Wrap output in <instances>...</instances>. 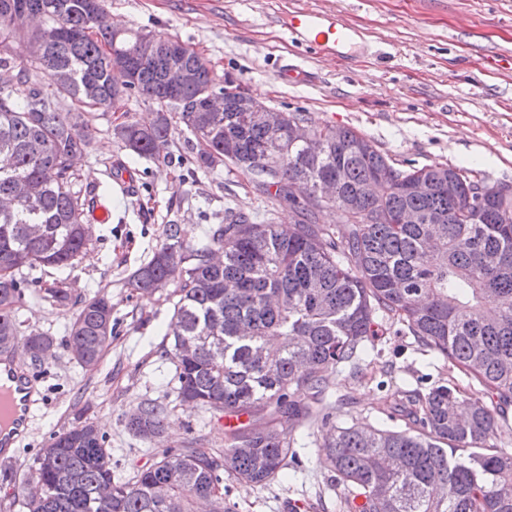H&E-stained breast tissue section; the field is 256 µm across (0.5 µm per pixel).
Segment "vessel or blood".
Listing matches in <instances>:
<instances>
[{
	"mask_svg": "<svg viewBox=\"0 0 512 512\" xmlns=\"http://www.w3.org/2000/svg\"><path fill=\"white\" fill-rule=\"evenodd\" d=\"M282 29L314 55L345 57L353 53L363 32L331 11L298 7L278 16ZM33 405L30 380L9 354H0V462L12 463L8 447L27 429Z\"/></svg>",
	"mask_w": 512,
	"mask_h": 512,
	"instance_id": "vessel-or-blood-1",
	"label": "vessel or blood"
}]
</instances>
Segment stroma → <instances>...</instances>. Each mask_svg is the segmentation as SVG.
<instances>
[{
	"instance_id": "1",
	"label": "stroma",
	"mask_w": 512,
	"mask_h": 512,
	"mask_svg": "<svg viewBox=\"0 0 512 512\" xmlns=\"http://www.w3.org/2000/svg\"><path fill=\"white\" fill-rule=\"evenodd\" d=\"M114 23L177 38L206 61L216 78L232 76L271 107L308 112L318 121L355 129L376 142L396 167L458 165L479 171L487 183L512 184V71H491L486 59L512 55V0H105ZM330 8L360 25L366 41L356 59H316L276 22L279 11ZM312 69L310 83L292 85L282 65ZM155 105L131 98L115 109L84 110L79 130L92 135L75 167V189L110 206V223L86 216V252L62 270L24 267L16 277L23 297L15 310L26 330L54 339L39 362L24 359L35 381L39 410L18 439L17 464L0 481V512H19L37 456L52 438L81 422L96 426L114 479L125 481L156 459L154 442L135 436L124 416L146 399L169 406L162 444L181 447L203 439L210 452L224 449L219 411L175 398L174 365L162 356L173 299L131 286V274L164 240L166 224H181L192 243L206 242L224 209L273 211L276 223L294 224L296 211L256 195L233 167L197 169L188 159L192 136L174 120L160 158L136 156L113 134L127 120L151 122ZM123 163L134 179L125 192L111 175ZM66 282L73 301L53 306L40 288ZM112 301L115 332L96 367L80 365L65 345L80 301L98 295ZM371 355L359 371L328 376L332 421L382 427L388 394L448 383L468 389L470 380L450 362L420 351L404 326L379 320ZM295 458L280 480L255 488L226 480L234 512H342L344 490L332 486L319 457L320 431L296 429Z\"/></svg>"
}]
</instances>
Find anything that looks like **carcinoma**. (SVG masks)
<instances>
[{"label": "carcinoma", "mask_w": 512, "mask_h": 512, "mask_svg": "<svg viewBox=\"0 0 512 512\" xmlns=\"http://www.w3.org/2000/svg\"><path fill=\"white\" fill-rule=\"evenodd\" d=\"M104 0H0V67L10 65L9 43L42 42L41 58L0 86V198L28 190L30 201L0 211V347L24 335L14 314L22 297L16 271L66 268L84 252L85 203L73 190L71 164L89 135L72 132L78 107L114 108L135 96L157 105L154 122H125L114 135L139 157L157 159L172 135L171 113L196 140L193 162L210 169L230 164L255 190L296 209L288 226L257 224L241 208H224V224L195 247L169 224L165 240L132 276V287L178 296L162 353L175 363V392L246 421L225 426L224 455L189 445L162 448L157 460L130 480L115 481L103 437L78 424L53 437L36 460L22 512H167L159 483L178 512H232L214 494L224 476L263 488L293 455L292 429L317 426L332 481L344 487L346 512H512V451L492 443L503 407L512 403V197H481L461 179L474 171L452 165L399 169L370 138L344 126L317 122L308 112H286L273 129L245 121L236 93L221 85L189 50L182 65L196 81L181 85L164 55L142 60L146 33L94 28L92 12ZM138 72L119 84V69ZM48 77L47 91L30 84V70ZM224 95L222 112H189L201 93ZM301 124L323 138L326 151L309 155L291 144L288 128ZM280 160L266 171L267 158ZM425 176L433 190L418 195L410 183ZM323 178L338 197L298 200L292 188ZM334 207L345 233L317 222ZM408 211L420 215L403 224ZM43 299L64 306L66 283L44 289ZM382 313L468 375L483 394L463 397L452 385L400 391L390 408L402 409L397 428L335 426L326 412V373L357 371ZM112 302L104 295L82 304L66 346L95 367L112 339ZM26 351L38 360L53 338L29 333ZM167 408L147 401L126 416L133 434L163 433Z\"/></svg>", "instance_id": "obj_1"}]
</instances>
